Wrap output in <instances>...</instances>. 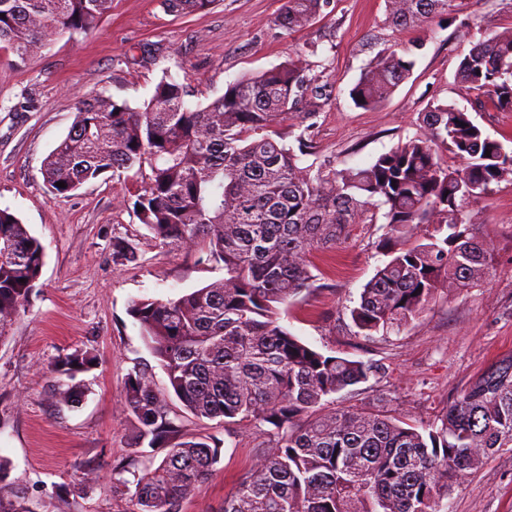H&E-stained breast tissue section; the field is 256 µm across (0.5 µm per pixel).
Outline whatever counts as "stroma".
<instances>
[{
    "label": "stroma",
    "mask_w": 512,
    "mask_h": 512,
    "mask_svg": "<svg viewBox=\"0 0 512 512\" xmlns=\"http://www.w3.org/2000/svg\"><path fill=\"white\" fill-rule=\"evenodd\" d=\"M284 0H218L206 12L173 16L156 0H112L97 28L67 33L20 61L0 48V209L15 214L44 247L40 278L24 312L0 340V457L8 484L25 487L42 512H134L112 492V469L153 456L139 441L124 406L130 373L148 371L165 393L183 433L221 447L208 480L181 512H222L224 497L273 438L267 424L225 426L197 420L168 393L167 376L136 320L131 299L168 300L223 279L224 267L196 254L161 247L133 213L131 184L111 174L68 196L49 195L42 165L76 117L75 102L100 93L139 106L163 74L188 83L191 103L209 104L242 74L294 58L323 85L316 117L289 114L279 133L308 132L312 161L335 170L361 168L398 144L424 136L419 116L448 102L470 112L491 138L512 150V112L476 96L455 79L472 44L512 30V0H454L447 15L396 31L385 0H332L308 27L290 34L275 19ZM421 43L412 77L384 104L356 107L349 90L372 52L370 43ZM468 209L491 241L493 275L461 293L441 291L409 325L359 335L350 309L385 257L381 224H353L335 248L313 253V288L282 306L280 322L328 354L380 365L340 407H369L425 428L445 413L473 379L512 358V179L492 183ZM122 238L135 262L112 261ZM89 351L97 361L81 379L85 395L68 407L53 395L50 363ZM447 512H512V448L485 459L455 484Z\"/></svg>",
    "instance_id": "35a3bbf8"
}]
</instances>
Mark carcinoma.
Instances as JSON below:
<instances>
[{"label":"carcinoma","mask_w":512,"mask_h":512,"mask_svg":"<svg viewBox=\"0 0 512 512\" xmlns=\"http://www.w3.org/2000/svg\"><path fill=\"white\" fill-rule=\"evenodd\" d=\"M216 0H158L172 15L204 12ZM453 0H387L385 23L422 27ZM330 0H284L277 26L292 34L313 23ZM112 0H0V43L22 60L59 36L96 28ZM419 45L380 50L349 90L355 106L375 108L412 75ZM458 82L490 92L512 111V33L497 34L464 54ZM313 80L299 61L245 73L213 102L191 107L187 87L171 75L138 107L102 94L76 103L68 134L43 162L49 194L67 196L112 172L137 176L133 206L165 248L221 262L224 279L176 299H134L139 323L164 368L168 389L198 419L226 425L269 424L273 441L224 496L222 512H442L443 497L468 471L512 448V359L474 380L440 423L423 431L365 408H326L327 400L367 382L381 367L324 353L280 323L279 306L313 285L309 254L336 246L351 224L384 219L378 247L387 257L365 284L350 316L362 336L398 331L435 294L486 282L492 252L465 205L512 176V150L453 104L432 102L420 120L429 135L412 138L364 168L336 171L302 157L273 128L312 98ZM459 161L437 160L438 147ZM490 155H485V151ZM62 181L65 187L56 186ZM113 257L137 260L123 239ZM44 262L41 242L0 209V337L24 309ZM92 353L57 359L54 397L84 396L78 374ZM124 405L141 440L167 448L159 463L123 462L112 492L130 496L135 512H181L210 475L220 451L211 437L181 434L151 377L125 384ZM9 462L0 457V512H39L23 487L4 490Z\"/></svg>","instance_id":"cac0c4a2"}]
</instances>
